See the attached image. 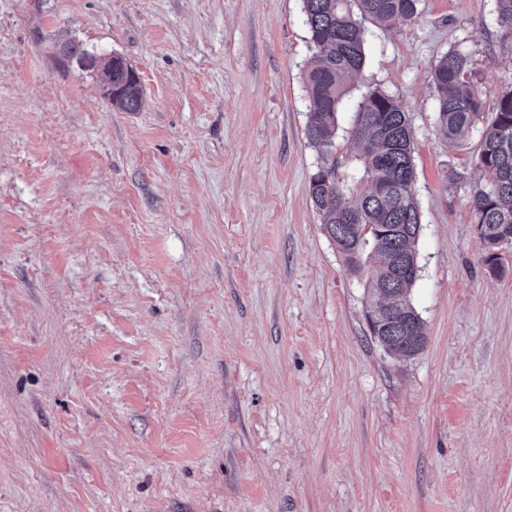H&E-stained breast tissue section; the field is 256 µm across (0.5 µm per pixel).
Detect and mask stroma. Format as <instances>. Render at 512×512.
<instances>
[{
	"instance_id": "obj_1",
	"label": "stroma",
	"mask_w": 512,
	"mask_h": 512,
	"mask_svg": "<svg viewBox=\"0 0 512 512\" xmlns=\"http://www.w3.org/2000/svg\"><path fill=\"white\" fill-rule=\"evenodd\" d=\"M301 6L0 0V512H512V247L489 275L431 77L457 48L486 105L512 83L495 0L369 26L340 108V157L368 88L411 118L409 360L310 203ZM67 40L126 59L141 108Z\"/></svg>"
}]
</instances>
